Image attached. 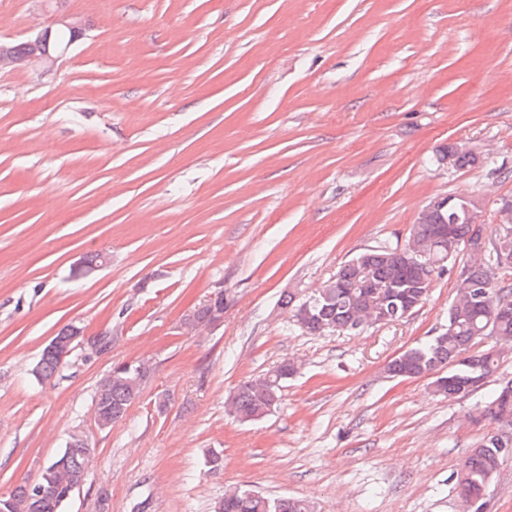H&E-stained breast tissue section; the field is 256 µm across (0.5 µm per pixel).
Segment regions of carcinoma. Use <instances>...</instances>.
Segmentation results:
<instances>
[{"mask_svg":"<svg viewBox=\"0 0 512 512\" xmlns=\"http://www.w3.org/2000/svg\"><path fill=\"white\" fill-rule=\"evenodd\" d=\"M463 146L462 142L442 146L436 159L452 156L453 168L477 165L475 156ZM462 204L476 212L480 210L479 199L456 198L448 208L433 210L425 223L412 225L404 245L366 249L342 265L313 296L299 302L291 295L285 297L282 305L288 308L289 318H298V328L309 335L336 329L354 331L355 321L372 311L386 317L388 324L401 320V302L413 299L425 303L434 277L456 259L462 243L470 236L472 225L463 220L454 225L451 236L442 238L438 233L439 226L450 221ZM504 256H512V223L496 225L485 251L470 258L467 275L448 308V325L441 336L400 352L386 365L389 377L416 379L433 370L443 371L446 382L433 385L432 392L456 397L465 393L472 377L496 373L501 354L491 347L481 351L472 347L487 336L512 337V286L507 284V276L512 273L491 277ZM62 367L63 362L56 355L43 351L34 374L48 380ZM297 369L293 363L286 372L275 366L240 381L229 397V415L242 424L270 415L280 401L289 373ZM152 374L153 366L142 360L129 370L114 367L101 378L93 397L97 425L109 428L126 417ZM482 416L512 426V396L497 389L483 406ZM84 444L82 436H72L65 448L45 464L37 483H20L6 497H0V512H62L68 492L83 484L90 471L93 449ZM511 446L501 444L497 435L490 436L462 464L456 475L459 495L464 501L476 503L473 512H481L483 491L497 469L499 457ZM220 504L221 512H313L305 499L271 498L238 487L225 491Z\"/></svg>","mask_w":512,"mask_h":512,"instance_id":"carcinoma-1","label":"carcinoma"}]
</instances>
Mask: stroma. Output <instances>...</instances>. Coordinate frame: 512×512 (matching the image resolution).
<instances>
[{
    "instance_id": "1",
    "label": "stroma",
    "mask_w": 512,
    "mask_h": 512,
    "mask_svg": "<svg viewBox=\"0 0 512 512\" xmlns=\"http://www.w3.org/2000/svg\"><path fill=\"white\" fill-rule=\"evenodd\" d=\"M86 27L52 69L0 68V493L36 482L70 436L95 449L63 512H214L226 489L314 512H461L455 474L499 426L476 412L512 380L433 395L387 363L439 334L460 279L403 321L303 333L279 305L358 252L404 244L439 194L512 199V0H66ZM39 0H0V42ZM466 141L490 166H439ZM108 265L77 274L92 252ZM224 321L185 319L215 293ZM76 324L59 375L33 369ZM298 362L266 418L239 424L241 380ZM154 374L101 430L92 397L121 362ZM220 453L219 469L208 464ZM512 512V452L482 497Z\"/></svg>"
}]
</instances>
